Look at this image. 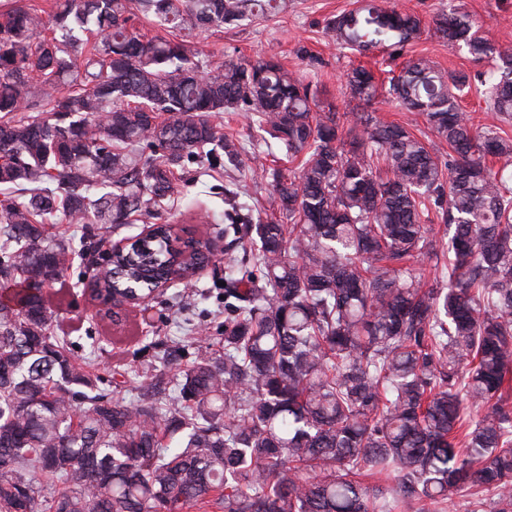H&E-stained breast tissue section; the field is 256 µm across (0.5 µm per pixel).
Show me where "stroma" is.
<instances>
[{
	"mask_svg": "<svg viewBox=\"0 0 512 512\" xmlns=\"http://www.w3.org/2000/svg\"><path fill=\"white\" fill-rule=\"evenodd\" d=\"M398 4L431 21L447 10L449 3L468 12L481 33L499 43H512V0H397ZM353 0H285L281 10L240 26H227L216 33L190 31L189 38L206 55L253 61L277 60L288 70L318 85L324 97L345 108L347 72L357 61L325 34L327 19L350 9ZM408 56H424L440 68L457 69L477 75L488 69L487 61L472 59L466 52L423 35L407 49ZM222 169L186 166L176 172L174 194L153 215L133 216L127 224L58 223L52 233L79 241L85 232L103 240L105 248L137 235L143 225L184 224L217 244L215 256L198 278L194 293L178 287L155 295L144 304L126 311L120 325L91 302L84 290L88 277L81 259H74L64 277L44 289L43 298L54 309L53 335L67 339L77 364L99 376L101 392L133 398L143 372L157 365L159 357L172 345L186 347L177 369L190 366L202 352H222L224 344V185ZM244 194L243 202L255 216L275 213L271 186L262 178L252 158H245L235 176Z\"/></svg>",
	"mask_w": 512,
	"mask_h": 512,
	"instance_id": "obj_1",
	"label": "stroma"
}]
</instances>
